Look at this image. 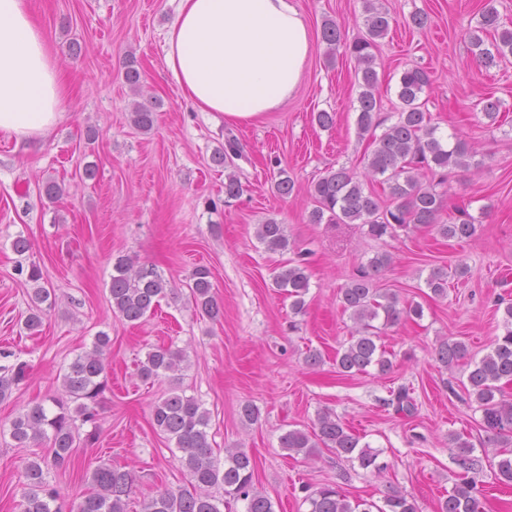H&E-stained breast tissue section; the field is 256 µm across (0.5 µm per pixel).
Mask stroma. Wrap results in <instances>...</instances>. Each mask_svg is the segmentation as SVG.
Wrapping results in <instances>:
<instances>
[{
	"label": "stroma",
	"mask_w": 512,
	"mask_h": 512,
	"mask_svg": "<svg viewBox=\"0 0 512 512\" xmlns=\"http://www.w3.org/2000/svg\"><path fill=\"white\" fill-rule=\"evenodd\" d=\"M314 38V51L295 94L279 109L250 123L231 124L215 112L196 111L179 93L164 66V34L178 0H31L59 68L70 80L64 117L45 138L16 142L0 134V366L26 364L25 379L0 402V512H22L28 457L51 458L50 441L16 447L10 423L23 409L62 396V377L98 332L111 339L108 387L96 424H78L67 470L49 469L47 479L68 501L91 487L99 461L131 471L126 512H142L160 489L186 484L174 443L157 432L151 411L171 390L195 397L210 413L216 454L242 448L256 461L255 482L275 512H308L307 495L326 484L349 498L382 502L388 488L402 491L418 512H437L462 470L449 441L459 434L474 446L482 512H512V489L495 476L497 460L483 448L482 413L463 387L464 366L445 368L436 357L440 341L465 342L481 358L503 332L498 298L512 300V62L486 70L473 60L465 33L484 0H384L401 22L379 39L377 71L385 115H392L404 69L418 65L433 75L423 97L441 133H458L485 161L454 170L444 201L479 217L476 236L458 242L425 229L376 239L356 224H313L309 187L329 167L363 170L369 138L357 134L360 87L355 63L338 55L328 64L321 40L325 19L336 20L347 38L365 32L363 0H296ZM415 12L427 26L407 25ZM136 57L142 91L124 80V62ZM156 98L157 122L143 132L130 122L139 98ZM501 103L499 125L487 126L475 101ZM334 113L324 129L314 115ZM237 139L236 171L243 195L224 199V169L212 156L226 137ZM94 166L85 178V166ZM286 170L295 183L279 196L271 177ZM67 192L49 202L46 181ZM274 218L294 243L284 253L267 251L257 224ZM30 243L16 254L12 242ZM393 262L382 285L400 302L420 303L423 315L387 329L380 343L390 353L387 374L338 373L336 353L352 323L339 291L376 254ZM305 254L310 291L305 313L273 278L287 260ZM129 254L173 280V294L137 324L112 312L109 284L117 256ZM467 263L462 281L449 280L445 297L424 284L432 267ZM39 266L56 298L39 331L25 329L33 284L25 271ZM206 266L220 320L196 314L189 284ZM157 346L188 352L184 368L145 380L139 368ZM323 361L308 368V351ZM407 387L411 413L390 399ZM258 407L257 423L243 424V404ZM332 409L361 442L379 449L382 475L329 451L307 458L279 444L289 429H311L318 410ZM100 432L94 444L85 435Z\"/></svg>",
	"instance_id": "35a3bbf8"
}]
</instances>
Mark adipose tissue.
<instances>
[{
    "label": "adipose tissue",
    "mask_w": 512,
    "mask_h": 512,
    "mask_svg": "<svg viewBox=\"0 0 512 512\" xmlns=\"http://www.w3.org/2000/svg\"><path fill=\"white\" fill-rule=\"evenodd\" d=\"M164 65L202 112L245 123L296 92L314 49L295 0H179ZM67 84L30 0H0V133L35 142L62 119Z\"/></svg>",
    "instance_id": "ef3b65f1"
}]
</instances>
